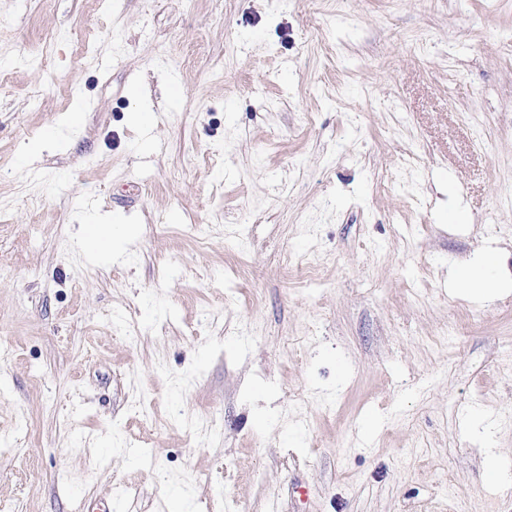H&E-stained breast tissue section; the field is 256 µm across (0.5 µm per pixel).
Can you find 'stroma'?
<instances>
[{
	"mask_svg": "<svg viewBox=\"0 0 512 512\" xmlns=\"http://www.w3.org/2000/svg\"><path fill=\"white\" fill-rule=\"evenodd\" d=\"M493 458L512 0H0V512H512ZM491 259L483 264L475 265L465 273L470 289L483 299L493 298L498 291L499 280L490 270Z\"/></svg>",
	"mask_w": 512,
	"mask_h": 512,
	"instance_id": "stroma-1",
	"label": "stroma"
}]
</instances>
